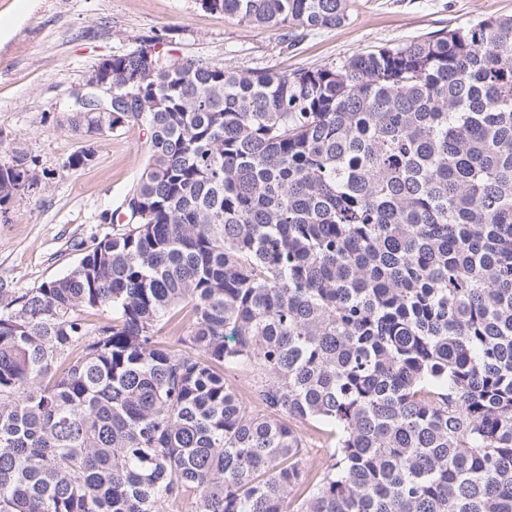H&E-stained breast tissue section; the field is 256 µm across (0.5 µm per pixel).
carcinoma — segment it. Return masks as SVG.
<instances>
[{"label": "carcinoma", "instance_id": "cac0c4a2", "mask_svg": "<svg viewBox=\"0 0 512 512\" xmlns=\"http://www.w3.org/2000/svg\"><path fill=\"white\" fill-rule=\"evenodd\" d=\"M159 43L69 117L147 130L123 224L62 278L0 279V512H512V17L291 74ZM32 171L0 139V210ZM296 422L331 427L316 470Z\"/></svg>", "mask_w": 512, "mask_h": 512}]
</instances>
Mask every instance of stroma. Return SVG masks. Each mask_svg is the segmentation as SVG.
Listing matches in <instances>:
<instances>
[{"label": "stroma", "instance_id": "stroma-1", "mask_svg": "<svg viewBox=\"0 0 512 512\" xmlns=\"http://www.w3.org/2000/svg\"><path fill=\"white\" fill-rule=\"evenodd\" d=\"M340 26H257L200 0H0V136L33 160L37 184L0 215V279L32 288L79 263V243L111 234L116 211L139 179L146 132L133 127L92 139L75 132L66 104L103 58L158 34L165 54L221 63L247 74L332 65L378 47L410 42L487 17L512 16V0H348ZM92 147L78 171L68 158Z\"/></svg>", "mask_w": 512, "mask_h": 512}]
</instances>
